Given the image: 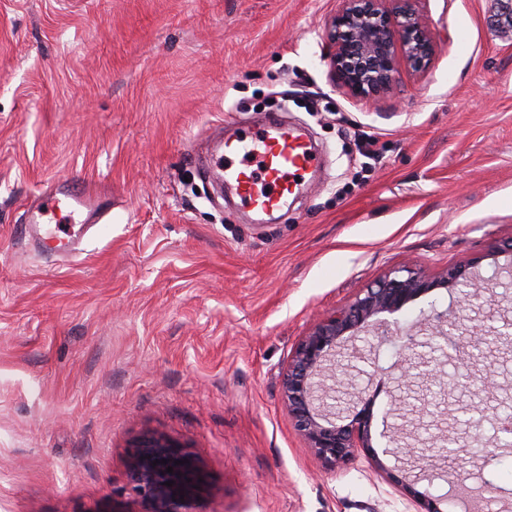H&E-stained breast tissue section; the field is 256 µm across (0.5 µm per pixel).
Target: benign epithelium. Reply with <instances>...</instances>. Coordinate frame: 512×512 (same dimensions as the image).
I'll list each match as a JSON object with an SVG mask.
<instances>
[{"label": "benign epithelium", "mask_w": 512, "mask_h": 512, "mask_svg": "<svg viewBox=\"0 0 512 512\" xmlns=\"http://www.w3.org/2000/svg\"><path fill=\"white\" fill-rule=\"evenodd\" d=\"M420 0H341L342 6L326 33L330 78L337 90L354 99H377L391 92L401 67L413 72L429 68L437 53L436 34L420 12ZM478 262L448 266L433 277L409 269L391 271L360 291L340 309L318 320L301 337L283 373L281 393L296 430L323 462L331 467L354 458L355 450L374 453L372 412L362 392L349 393L345 407L336 405L330 386L348 384L338 356L349 351V342L360 331L375 337L377 346L398 344L400 379L417 367L415 336L424 330L450 347L457 360L466 363L481 338L473 335L461 314L462 299L446 308L431 306L405 335L388 319L402 308L437 288L455 291L464 281L479 288L481 278L472 272ZM490 377H469L465 387L472 398L494 388ZM401 462L392 478L413 498L419 512H442L443 498L415 485L437 475L433 462L446 457L418 455L402 443L387 451ZM181 464H175V461ZM470 454L454 457L455 483L471 479ZM173 472H166V468ZM173 485L168 486L166 482ZM201 481L194 459L174 449L166 437L147 434L134 446L129 470V489L140 497L145 512H188Z\"/></svg>", "instance_id": "obj_1"}]
</instances>
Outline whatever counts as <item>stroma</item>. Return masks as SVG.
Instances as JSON below:
<instances>
[{"label": "stroma", "instance_id": "obj_1", "mask_svg": "<svg viewBox=\"0 0 512 512\" xmlns=\"http://www.w3.org/2000/svg\"><path fill=\"white\" fill-rule=\"evenodd\" d=\"M340 0H0V512H143L138 438L190 452L193 512H415L386 475L394 346L356 376L385 470L328 468L282 401L298 340L386 273L477 262L512 317V28L495 0H422L438 52L392 93L328 78ZM304 126L319 174L275 220L226 205L205 173L224 137ZM374 140L375 158L362 155ZM93 183L112 219L63 267L20 226L47 183ZM447 381L494 375L484 433L512 406V345ZM512 512V446L472 463Z\"/></svg>", "mask_w": 512, "mask_h": 512}]
</instances>
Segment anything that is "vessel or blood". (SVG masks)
Returning <instances> with one entry per match:
<instances>
[{"label":"vessel or blood","mask_w":512,"mask_h":512,"mask_svg":"<svg viewBox=\"0 0 512 512\" xmlns=\"http://www.w3.org/2000/svg\"><path fill=\"white\" fill-rule=\"evenodd\" d=\"M315 164V154L303 136L283 131L263 140L257 167L229 165L224 175L240 199L269 212L287 201L298 179ZM111 209L112 199L104 192L65 185L27 206L25 233L34 249L66 263L82 252L86 237L96 233Z\"/></svg>","instance_id":"1"}]
</instances>
